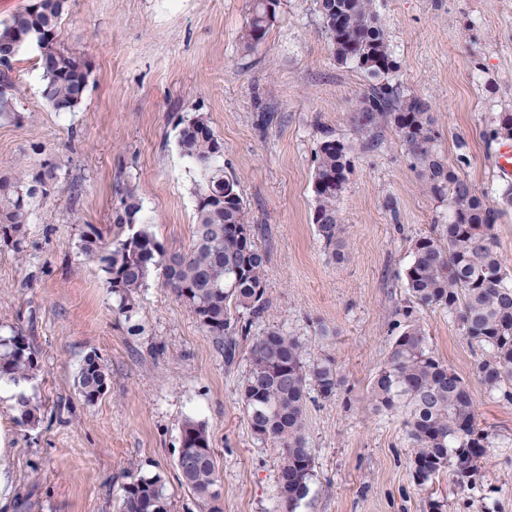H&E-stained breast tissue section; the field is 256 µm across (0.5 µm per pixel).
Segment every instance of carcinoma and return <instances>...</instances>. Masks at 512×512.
I'll use <instances>...</instances> for the list:
<instances>
[{"label": "carcinoma", "mask_w": 512, "mask_h": 512, "mask_svg": "<svg viewBox=\"0 0 512 512\" xmlns=\"http://www.w3.org/2000/svg\"><path fill=\"white\" fill-rule=\"evenodd\" d=\"M67 2L43 0L39 9L27 5L0 25V57L22 39L35 42L44 80L42 95L57 112H72L81 104L90 76L87 63L59 42ZM266 2L252 0L240 36L247 51L264 41L276 19L277 11H268ZM318 10L336 62L378 80L354 112L355 131L364 134L383 123L393 125L427 193L451 207L448 223L412 244V258L403 272L408 294L401 313L404 324L387 360L371 379L369 397L378 414H404L417 486L448 473L457 487L465 488L479 474L482 459L496 447V438L477 424L475 404L463 379L435 355L417 313L429 307L447 309L462 335L482 352L478 377L512 403V274L493 234L505 210L512 209V183L503 185L498 197L490 200L438 151L429 106L389 84L398 63L375 0H318ZM487 137L491 144L511 140L512 112L498 113ZM178 145L202 176L192 246L186 251L167 250L153 225L139 220L141 206L130 192L113 213L111 224L86 225L79 236L80 250L104 272L116 311L127 321L136 314L137 290L158 273L202 329L223 343L224 362L231 365L238 338L248 336L253 322L268 310V254L255 241L236 177L220 163L224 147L208 120L200 114L188 119L179 131ZM352 166L351 143L330 136L319 143L312 176L316 200L312 223L338 263L345 259L340 194ZM67 168L65 160L55 155L0 175V241L16 253L23 251L35 204L56 192ZM36 367L34 349L21 332L0 338V383L17 387L32 379ZM108 383L101 357L94 351L86 354L76 378L84 401L95 403ZM343 383L333 359L307 363L300 341L279 329L267 330L252 344L240 397L254 438L281 451L280 512H295L308 495L313 476L315 460L305 433L307 396L315 390L332 398ZM14 410L20 425L40 421L41 407L22 392ZM180 447L193 456L189 466L176 463L181 484L202 512H223L217 456L203 421L184 418ZM119 512H171L161 477L130 476Z\"/></svg>", "instance_id": "carcinoma-1"}]
</instances>
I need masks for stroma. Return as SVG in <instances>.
<instances>
[{"mask_svg": "<svg viewBox=\"0 0 512 512\" xmlns=\"http://www.w3.org/2000/svg\"><path fill=\"white\" fill-rule=\"evenodd\" d=\"M250 0H69L60 42L90 77L78 109L54 111L42 96L38 49L0 67L21 122L0 119V174L19 157L67 160L70 178L38 202L25 255L0 243V335L19 330L37 370L23 391L41 407L21 426L15 387L0 386V512H117L131 466L160 475L172 512H199L176 468L180 427L202 420L219 461L224 512H277L279 449L251 434L239 386L254 337L275 327L296 337L306 361L335 360L344 384L305 407L315 468L296 512H512V404L482 385L480 350L446 310L418 316L436 355L462 377L481 427L496 433L471 490L448 475L429 488L413 479L402 414H376L370 381L386 361L407 302L403 272L414 240L447 223V202L430 197L392 125L379 146L352 116L372 85L337 64L317 0H281L266 39L244 51ZM399 68L390 84L425 101L439 146L478 192L503 179L483 131L512 112V0H376ZM205 115L224 145L257 243L268 253L270 308L239 342L234 365L158 275L137 293L133 336L98 266L81 255L86 224L110 223L126 192L171 251L187 250L201 175L178 134ZM352 143L354 167L340 199L344 262H335L310 221L311 175L325 136ZM96 351L111 375L92 405L75 379Z\"/></svg>", "mask_w": 512, "mask_h": 512, "instance_id": "obj_1", "label": "stroma"}]
</instances>
